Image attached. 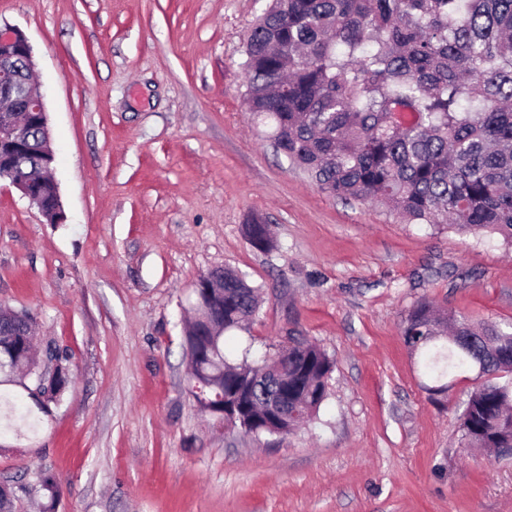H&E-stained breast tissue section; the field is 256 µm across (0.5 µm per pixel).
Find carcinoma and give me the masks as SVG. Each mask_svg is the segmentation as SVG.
Returning a JSON list of instances; mask_svg holds the SVG:
<instances>
[{"label":"carcinoma","instance_id":"1","mask_svg":"<svg viewBox=\"0 0 512 512\" xmlns=\"http://www.w3.org/2000/svg\"><path fill=\"white\" fill-rule=\"evenodd\" d=\"M248 111L272 128L276 150L338 197L379 204L405 224H429L475 236L498 235L512 246V0H271L246 39ZM30 149L14 171L34 173L43 131L28 125ZM250 246L268 252L267 225H245ZM259 288L224 270V297L194 300V319L182 336L191 371L200 379L199 410L214 417L209 402L223 392L235 407L226 428L272 434L257 417L262 403L256 377L263 371L288 379V404L302 410L278 425L290 435L309 421L327 397L333 362L318 346L294 342L261 361L244 354L231 360L224 335L255 315ZM406 344L423 356L436 396L455 369L483 365L484 381L461 415L469 447L512 449V330L493 322L475 326L461 315H437L427 302L409 311ZM43 366L35 349L32 318L0 306V385L27 391L49 383L36 403L62 402L72 382L65 358L52 348ZM4 418L15 431H35L38 421L0 396ZM47 499L59 496L53 477L41 474L20 486Z\"/></svg>","mask_w":512,"mask_h":512}]
</instances>
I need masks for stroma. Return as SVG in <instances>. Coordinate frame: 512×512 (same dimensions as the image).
I'll return each instance as SVG.
<instances>
[{"label": "stroma", "mask_w": 512, "mask_h": 512, "mask_svg": "<svg viewBox=\"0 0 512 512\" xmlns=\"http://www.w3.org/2000/svg\"><path fill=\"white\" fill-rule=\"evenodd\" d=\"M268 0H0L45 96L67 220L0 181V305L28 312L72 382L37 431L0 433L14 512L37 475L55 512H512V451L466 447L481 384L431 399L404 341L419 301L512 323V249L404 224L321 190L245 110V39ZM268 224L273 250L247 243ZM244 274L261 306L230 358L295 339L334 362L316 417L287 438L213 424L181 347L197 278ZM245 235L250 246L259 252H269L274 244L270 237L267 224L254 221L252 224L245 225ZM29 492L40 493L47 499V504H42V512H53L54 504L59 496L58 486L53 477L48 474H41L37 477L34 485L31 486Z\"/></svg>", "instance_id": "35a3bbf8"}]
</instances>
